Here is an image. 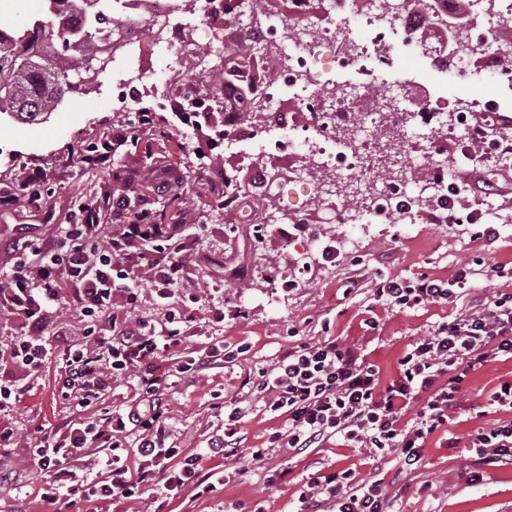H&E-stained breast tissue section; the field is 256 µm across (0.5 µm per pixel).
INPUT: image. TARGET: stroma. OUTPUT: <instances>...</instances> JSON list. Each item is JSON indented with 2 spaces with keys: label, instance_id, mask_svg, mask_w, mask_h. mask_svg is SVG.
I'll use <instances>...</instances> for the list:
<instances>
[{
  "label": "stroma",
  "instance_id": "35a3bbf8",
  "mask_svg": "<svg viewBox=\"0 0 512 512\" xmlns=\"http://www.w3.org/2000/svg\"><path fill=\"white\" fill-rule=\"evenodd\" d=\"M138 63L141 78L125 102L116 100L111 72H93L84 93L65 98L44 123L21 124L0 115V276L9 274L17 261L13 244L18 238H43L57 225L73 223L80 204L113 194L135 206L141 195L150 194L159 210L168 200L159 185L174 181L181 208L172 221L186 225L184 286L197 296L188 308L191 320L181 350L191 354L214 336L239 354L223 369L183 376L171 390L169 442L186 454L200 452L218 426L220 404L243 397L249 410L240 424L241 457L229 462L222 495H185L161 508L149 498L98 500L91 512H232L238 502L250 512H294L311 474L346 470L359 479H382L391 512H512V464H478L471 438L478 429L512 420L510 411L478 413L490 392L512 381V359L491 361L471 374L468 391L451 410L448 425L430 436L421 468L410 474L401 472L396 454L378 465L368 449L343 445L336 438L300 461L291 459L287 449H267L269 434L284 421L266 412L260 395L248 394L245 387L259 368L276 362L287 349L328 339L362 348L378 364L383 382H391L411 344L473 303L462 292L451 304L399 308L375 295L378 282L410 285L423 275L444 281L462 263L477 261L503 270L502 276L484 281L485 297L492 301L512 296V160L499 161L486 150L466 158L453 138L418 145L417 154H436L453 171L462 173L475 165L496 177V188L465 192L458 201L461 212H482L483 220L476 224L430 222L437 194L419 177L407 185L416 200L411 221L387 223L376 217L370 224L349 227L341 198L334 194L312 204L314 223L293 224L284 218L265 226L261 217L271 201L268 185L240 157L241 151L251 150V142L241 141L235 151L225 149L223 112L187 118L166 97L168 87L178 84L215 94L216 73L198 79L186 72L183 61L151 40L143 44ZM398 75L411 88H427L447 99L452 113L473 100L512 109V88L477 77L446 81L429 62L406 55L400 46L394 72L367 74L346 67L329 71L327 78L344 89L364 81L385 94ZM141 112L152 113L168 136L143 135L113 149V132L133 126ZM77 147L93 155V162L75 164L71 152ZM105 152L109 162L98 164L97 155ZM35 165L43 177L32 184L27 173ZM228 182L247 186L252 201L251 212L234 225L225 224L221 216ZM489 224L496 226L497 235L485 234ZM349 237L356 242L354 249L340 251L335 262L323 260L325 246ZM125 268L140 288L135 317L161 325L166 309H178V301L160 306L149 270L138 259L126 262ZM50 319L61 330L55 341L59 353L83 343L92 324L91 318L66 307ZM59 353L39 373L23 379L26 389L19 402L0 412L1 426L24 434L39 425L54 427L68 417L66 404L57 397ZM252 448L266 449L262 462L248 457ZM284 468L289 474L278 480ZM44 482L26 444L0 448V512H52L43 499Z\"/></svg>",
  "mask_w": 512,
  "mask_h": 512
}]
</instances>
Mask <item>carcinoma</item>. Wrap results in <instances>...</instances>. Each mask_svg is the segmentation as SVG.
Here are the masks:
<instances>
[{"label": "carcinoma", "instance_id": "cac0c4a2", "mask_svg": "<svg viewBox=\"0 0 512 512\" xmlns=\"http://www.w3.org/2000/svg\"><path fill=\"white\" fill-rule=\"evenodd\" d=\"M0 40V114L24 124L41 123L63 99L81 91L69 81L70 51L54 44L55 30L47 12L23 29ZM241 120L252 123L263 115L258 98L242 102Z\"/></svg>", "mask_w": 512, "mask_h": 512}]
</instances>
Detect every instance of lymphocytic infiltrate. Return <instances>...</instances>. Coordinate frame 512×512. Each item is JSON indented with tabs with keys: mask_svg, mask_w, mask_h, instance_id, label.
<instances>
[{
	"mask_svg": "<svg viewBox=\"0 0 512 512\" xmlns=\"http://www.w3.org/2000/svg\"><path fill=\"white\" fill-rule=\"evenodd\" d=\"M115 216L118 232L103 236L106 215ZM149 202L130 210L123 197L105 196L83 204L77 223L59 225L52 235L23 241L26 257L0 284V316L24 320L28 333L0 342V360L11 358L35 373L54 351L46 328L49 311L61 300L60 280L73 287L67 296L83 316L97 318V347L75 345L65 352L60 399L71 416L52 429L37 428L28 436L33 461L46 476L47 500L65 499L68 512H84L92 499H128L146 494L175 496L190 491L209 495L224 478L199 464L201 457L226 459L241 445L239 424L246 413L240 401L224 407L219 433L207 441L203 455L180 457L167 446V395L184 373L222 367L234 357L210 344L181 358L185 339L183 316L167 311L161 329L132 317L139 288L125 283L122 265L131 250L153 267L152 286L158 298L178 292L187 249L180 227L161 224ZM469 267H459L447 282L421 278L415 286L397 281L377 283L375 294L390 303L414 307L453 302L469 281ZM496 357L512 358V299L474 307L420 338L399 360L400 375L382 385L380 370L359 348L336 341L303 343L288 349L273 365L259 369L252 385L262 394L266 411L286 417L288 427L269 437L274 448L294 454L321 447L335 437L358 443L379 454L397 452L403 471L419 469L428 437L445 425L469 375ZM138 379V395L118 414L88 418L93 400L111 390L119 376ZM420 403L412 423L404 417ZM135 445L134 461L119 451ZM473 446L481 461H512V421L478 430ZM96 448L112 450L108 479L83 480L75 467ZM388 496L380 481H358L351 472L310 479L299 497L298 512H388Z\"/></svg>",
	"mask_w": 512,
	"mask_h": 512,
	"instance_id": "lymphocytic-infiltrate-1",
	"label": "lymphocytic infiltrate"
}]
</instances>
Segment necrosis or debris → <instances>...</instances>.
I'll list each match as a JSON object with an SVG mask.
<instances>
[{
	"label": "necrosis or debris",
	"mask_w": 512,
	"mask_h": 512,
	"mask_svg": "<svg viewBox=\"0 0 512 512\" xmlns=\"http://www.w3.org/2000/svg\"><path fill=\"white\" fill-rule=\"evenodd\" d=\"M178 0H100L101 9L123 17L115 30L122 53L135 58L146 38L165 37L166 51L175 58L193 56L197 73H205L209 57L194 54L188 44L172 38L178 26ZM193 22L209 39L228 35L246 37L248 59H233L231 82L245 83L262 100L266 111H290L291 135L271 140L267 125L254 128V137L266 168H276L279 157L296 158L300 184L316 183L319 173L331 171L349 187L358 189L356 199L346 200L347 223L365 224L371 209L386 212L404 182L387 179L368 183L367 176L380 166L374 140L377 127L396 123L397 114L355 112L347 98L328 87L322 78L324 65L341 63L388 69V53L401 35H413L415 51L429 58L443 76L470 68L466 58L451 56L458 19V0H193ZM72 0H54L51 21L61 42L79 46L106 38L100 25L73 26L69 22ZM470 25L464 36L477 54L492 65L488 82L512 87V66L504 58L512 51V0H467ZM276 63L277 77L269 79L262 63ZM468 116L449 117L430 103L415 111L401 134L408 147H416L429 131L453 137L466 129Z\"/></svg>",
	"instance_id": "1"
}]
</instances>
